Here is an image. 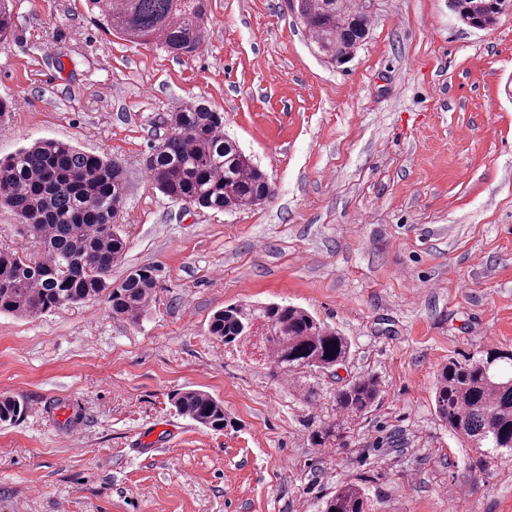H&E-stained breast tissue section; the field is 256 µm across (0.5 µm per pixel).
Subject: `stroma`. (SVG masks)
<instances>
[{"instance_id": "stroma-1", "label": "stroma", "mask_w": 512, "mask_h": 512, "mask_svg": "<svg viewBox=\"0 0 512 512\" xmlns=\"http://www.w3.org/2000/svg\"><path fill=\"white\" fill-rule=\"evenodd\" d=\"M0 48L9 113L0 158L60 139L120 163L113 282L156 270L138 321L106 297L0 313V512H319L336 487L375 512H512V458L476 464L437 418L448 362L512 349V12L479 31L448 0H379L337 66L294 0H208L205 52L176 55L103 28L84 0H14ZM202 100L275 195L235 212L174 202L145 173L168 115ZM301 307L352 341L305 373L317 394L209 333L232 303ZM381 397L340 438L337 387ZM224 404V431L178 415L172 393ZM69 406V419L57 410ZM24 401L15 396L0 397V424L9 425L18 421L24 414Z\"/></svg>"}]
</instances>
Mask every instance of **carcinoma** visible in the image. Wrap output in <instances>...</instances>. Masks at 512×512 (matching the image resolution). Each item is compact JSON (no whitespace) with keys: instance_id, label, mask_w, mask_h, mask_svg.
I'll return each mask as SVG.
<instances>
[{"instance_id":"obj_1","label":"carcinoma","mask_w":512,"mask_h":512,"mask_svg":"<svg viewBox=\"0 0 512 512\" xmlns=\"http://www.w3.org/2000/svg\"><path fill=\"white\" fill-rule=\"evenodd\" d=\"M465 25L486 30L512 9V0H448ZM107 29L133 42L152 43L172 54L195 52L204 40L206 0H87ZM297 13L318 51L342 65L368 37L373 12L364 0H297ZM15 27L9 0H0V45ZM171 134L147 159L154 186L173 201L216 211L248 208L270 199L266 175L224 136L220 113L190 102L169 115ZM126 175L111 160L58 140H40L0 159V204L11 208L22 232L43 247V256L0 249V312L36 315L107 294L112 314L135 321L149 305L153 269L142 267L112 285V267L127 243L116 224ZM210 334L226 344L257 350L260 361L293 383L307 370L344 364L351 342L301 307L231 304L217 311ZM381 386L360 376L336 390L339 419L317 433L334 438L344 422L366 415ZM435 410L441 421L477 454H512V351L490 350L452 361L436 374ZM176 411L205 428L222 431L224 403L199 389L172 397ZM24 401L0 397V424L24 414ZM321 512H371L366 489L345 484L327 497Z\"/></svg>"}]
</instances>
